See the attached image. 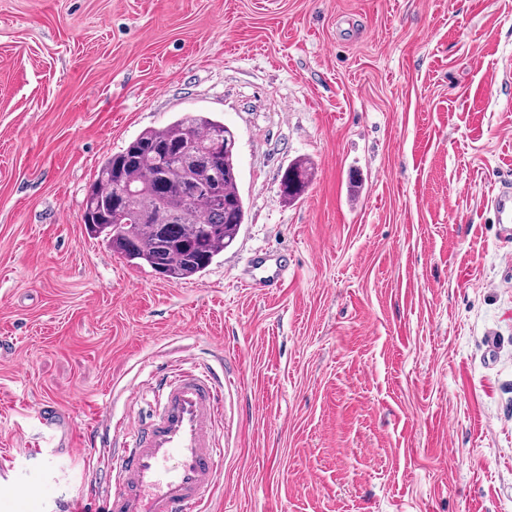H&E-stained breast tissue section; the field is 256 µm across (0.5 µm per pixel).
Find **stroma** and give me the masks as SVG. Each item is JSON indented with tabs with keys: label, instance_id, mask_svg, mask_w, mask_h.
<instances>
[{
	"label": "stroma",
	"instance_id": "stroma-1",
	"mask_svg": "<svg viewBox=\"0 0 512 512\" xmlns=\"http://www.w3.org/2000/svg\"><path fill=\"white\" fill-rule=\"evenodd\" d=\"M512 0H0V479L90 504L96 417L224 355L202 512H512ZM235 135L247 214L167 280L88 235L101 161L182 112ZM309 162L284 200L289 163ZM275 251L278 287L252 285ZM52 401L72 443L10 461ZM308 179L307 162L299 160L283 172L281 176V192L286 198L297 197L302 193ZM498 224H512V183H503L491 199Z\"/></svg>",
	"mask_w": 512,
	"mask_h": 512
}]
</instances>
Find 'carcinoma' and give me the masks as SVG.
Listing matches in <instances>:
<instances>
[{
  "label": "carcinoma",
  "instance_id": "carcinoma-1",
  "mask_svg": "<svg viewBox=\"0 0 512 512\" xmlns=\"http://www.w3.org/2000/svg\"><path fill=\"white\" fill-rule=\"evenodd\" d=\"M197 142L220 148L194 162ZM234 144L233 132L204 112H184L163 128L140 132L101 162L84 200L87 233L170 280L203 272L245 221ZM307 179L306 161L289 166L281 176L284 197L300 195Z\"/></svg>",
  "mask_w": 512,
  "mask_h": 512
}]
</instances>
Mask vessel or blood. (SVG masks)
I'll return each mask as SVG.
<instances>
[{
    "instance_id": "1",
    "label": "vessel or blood",
    "mask_w": 512,
    "mask_h": 512,
    "mask_svg": "<svg viewBox=\"0 0 512 512\" xmlns=\"http://www.w3.org/2000/svg\"><path fill=\"white\" fill-rule=\"evenodd\" d=\"M497 223L512 224V183L491 199ZM253 279L277 287L283 277L276 254L254 256ZM157 400L149 413L125 426L121 437L110 427L94 434L103 446H117L114 473L102 494L100 512H197L218 483L222 448L219 395L224 371L212 366L160 370L151 382ZM41 434L56 435L69 423L56 405L39 403Z\"/></svg>"
}]
</instances>
